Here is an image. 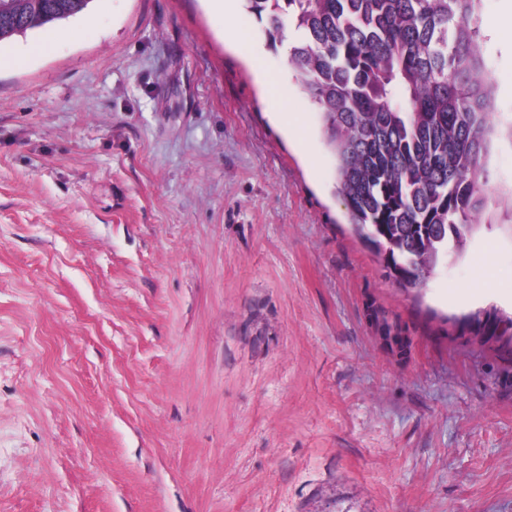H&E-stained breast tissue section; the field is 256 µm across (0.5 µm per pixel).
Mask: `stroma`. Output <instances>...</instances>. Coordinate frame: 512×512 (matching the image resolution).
<instances>
[{"label":"stroma","mask_w":512,"mask_h":512,"mask_svg":"<svg viewBox=\"0 0 512 512\" xmlns=\"http://www.w3.org/2000/svg\"><path fill=\"white\" fill-rule=\"evenodd\" d=\"M223 2L0 42V512H512V0L479 9L500 201L419 288Z\"/></svg>","instance_id":"35a3bbf8"}]
</instances>
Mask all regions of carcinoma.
I'll list each match as a JSON object with an SVG mask.
<instances>
[{
    "instance_id": "1",
    "label": "carcinoma",
    "mask_w": 512,
    "mask_h": 512,
    "mask_svg": "<svg viewBox=\"0 0 512 512\" xmlns=\"http://www.w3.org/2000/svg\"><path fill=\"white\" fill-rule=\"evenodd\" d=\"M83 0H22L0 42L61 21ZM319 113L336 190L389 276L417 288L479 225L493 84L479 0H241Z\"/></svg>"
}]
</instances>
